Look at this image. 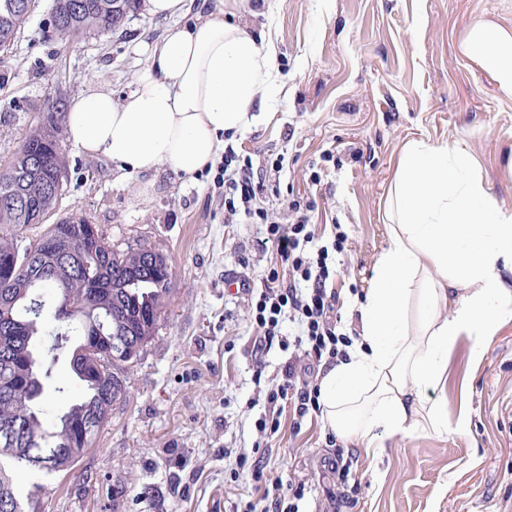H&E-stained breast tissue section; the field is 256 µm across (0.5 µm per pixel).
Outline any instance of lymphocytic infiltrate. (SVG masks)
Masks as SVG:
<instances>
[{
  "label": "lymphocytic infiltrate",
  "mask_w": 512,
  "mask_h": 512,
  "mask_svg": "<svg viewBox=\"0 0 512 512\" xmlns=\"http://www.w3.org/2000/svg\"><path fill=\"white\" fill-rule=\"evenodd\" d=\"M268 186L251 169L233 170L224 176V221L244 216L264 228V243L270 244L275 261L261 281L252 304L256 368L272 347L288 352L289 359L276 384L264 392L265 414L256 426L261 434L276 433L281 405L292 402L298 417L319 411L316 373L321 361L343 358L350 343L339 326L335 311L339 298L328 283L336 272V257L345 250L347 236L337 233L332 244H319L310 224V201L289 200L287 216L265 207ZM233 478H246L261 492L259 500L246 501L243 512H299L308 484L305 480L266 476L261 460L247 452L235 457Z\"/></svg>",
  "instance_id": "1"
}]
</instances>
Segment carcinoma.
Returning a JSON list of instances; mask_svg holds the SVG:
<instances>
[{
	"mask_svg": "<svg viewBox=\"0 0 512 512\" xmlns=\"http://www.w3.org/2000/svg\"><path fill=\"white\" fill-rule=\"evenodd\" d=\"M20 0H0V52L14 45L29 16ZM139 0H54L53 25L62 36L104 34ZM31 130L0 170V301L12 304L13 319L0 320V427L16 441H0V512H39L47 484L23 493L13 468L24 465L43 478L73 469L126 395L117 369L138 361L151 342L168 304L172 266L163 252L147 246L119 250L94 234L87 219L72 215L48 224L28 245L19 230L50 205L49 176L67 175L62 149L66 114ZM68 238L76 256L61 273L44 272L43 241ZM77 308L68 311V299ZM69 375L59 378L60 358ZM87 415L93 430L75 431L72 420Z\"/></svg>",
	"mask_w": 512,
	"mask_h": 512,
	"instance_id": "1",
	"label": "carcinoma"
}]
</instances>
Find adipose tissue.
<instances>
[{"label": "adipose tissue", "mask_w": 512, "mask_h": 512, "mask_svg": "<svg viewBox=\"0 0 512 512\" xmlns=\"http://www.w3.org/2000/svg\"><path fill=\"white\" fill-rule=\"evenodd\" d=\"M174 20L148 47L147 68L124 103L106 86L74 98L65 135L77 149L127 173L205 168L224 137L259 122L256 103L278 82L271 40L189 0H148ZM458 51L512 98V27L479 18ZM464 149L406 142L386 203L388 246L342 359L319 372L321 420L345 443L376 453L383 438L464 432L430 393L445 385L460 338L482 343L512 316V208L497 202Z\"/></svg>", "instance_id": "1"}]
</instances>
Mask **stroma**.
I'll list each match as a JSON object with an SVG mask.
<instances>
[{
	"instance_id": "obj_1",
	"label": "stroma",
	"mask_w": 512,
	"mask_h": 512,
	"mask_svg": "<svg viewBox=\"0 0 512 512\" xmlns=\"http://www.w3.org/2000/svg\"><path fill=\"white\" fill-rule=\"evenodd\" d=\"M53 0H33L13 48L0 54V168L38 126L49 98L71 102L104 84L115 102L134 91L148 64L145 44L169 20L147 8L111 32L66 38L52 25ZM487 17L512 26V0H247L237 18L269 35L280 81L251 130L225 136L255 172L282 159L269 205L287 214L306 196L324 241L348 237L333 286L342 322L357 328L355 300L386 247V198L401 146L421 140L463 147L493 197L512 205V99L457 51L468 23ZM64 194L50 222L87 217L119 248L146 244L173 268L172 293L154 340L125 369L127 394L69 473L48 481L45 512H235L244 503L225 450L257 448L272 475L303 478L302 512H512V317L472 365V343L448 356V380L434 391L449 415L467 410L466 433L385 439L377 457L350 449L356 503L340 506L333 449L319 414L293 430L260 435L255 403V327L245 294L228 274L257 282L270 266L260 225L224 221V158L194 180L169 168L127 174L71 143Z\"/></svg>"
}]
</instances>
